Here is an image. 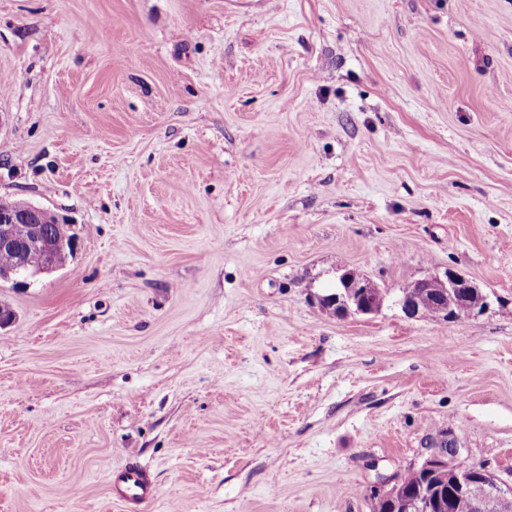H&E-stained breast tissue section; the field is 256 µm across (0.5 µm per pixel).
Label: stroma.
<instances>
[{"label":"stroma","mask_w":512,"mask_h":512,"mask_svg":"<svg viewBox=\"0 0 512 512\" xmlns=\"http://www.w3.org/2000/svg\"><path fill=\"white\" fill-rule=\"evenodd\" d=\"M0 512H372L452 434L512 469V0H0ZM356 269L373 315L316 298ZM489 302L410 319L412 280ZM16 202L8 197H0V210L3 212H0V245L15 247L18 256L13 266L0 270V280L13 279L16 283H23L18 279L35 277L61 268L56 261V253L68 244L74 250L76 240L69 237L64 218L56 216L55 222L45 224L43 217L49 210L24 201L18 202L17 207L11 210ZM42 224L47 228L54 224V228L47 234ZM20 231L24 236L23 243L18 240ZM34 252L41 255L38 265L30 264V256ZM71 253L72 250L67 246L66 250L59 253V262L66 263ZM413 282L414 281H411L401 288V293L408 292L409 294H415L419 292L421 288H427V290L412 296H399L397 303L409 318H420L426 291L433 290V288H436L435 290L438 291L442 297L443 304L441 308L443 316L438 319L442 314L440 311V303L437 300H431V304L427 306V311L423 315L427 318L438 319L442 322H453L462 316L482 314L488 309L489 304L488 302L485 304V295L480 290L467 297L468 304L476 309H469L463 304L466 294L477 287L469 278L453 270L447 272L445 280L439 278H421L407 288ZM478 308L482 309L479 310ZM111 491L114 499L127 503L131 510L138 512L156 497L157 487L146 469L129 463L112 473Z\"/></svg>","instance_id":"stroma-1"}]
</instances>
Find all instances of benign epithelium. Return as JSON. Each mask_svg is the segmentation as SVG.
Wrapping results in <instances>:
<instances>
[{"instance_id": "7a95c632", "label": "benign epithelium", "mask_w": 512, "mask_h": 512, "mask_svg": "<svg viewBox=\"0 0 512 512\" xmlns=\"http://www.w3.org/2000/svg\"><path fill=\"white\" fill-rule=\"evenodd\" d=\"M48 210L28 202H20L8 212H0V245L16 249L17 258L13 266L0 270V280H18L50 273L61 265L56 253L66 246H76V240L67 233V222L56 218L50 232L42 229L43 217ZM371 278L354 269L344 270L338 277V291L318 298L319 305L338 316L350 314L371 315L382 307L383 290L369 292ZM423 289L416 295H402L397 303L410 318L420 317L424 289H436L442 297V322H453L462 316L484 313V310L470 309L463 304L464 297L476 285L467 277L448 270L446 278H421L413 284ZM461 449L446 432L429 438L427 448L422 452L418 468L424 470L433 482L453 486L468 497L475 512H497L501 506L512 502V483L504 479L495 469L485 465L477 470L460 461ZM379 487H389L396 506L402 512H432L430 497L421 496L414 500L403 497L400 480L397 477L381 480Z\"/></svg>"}]
</instances>
